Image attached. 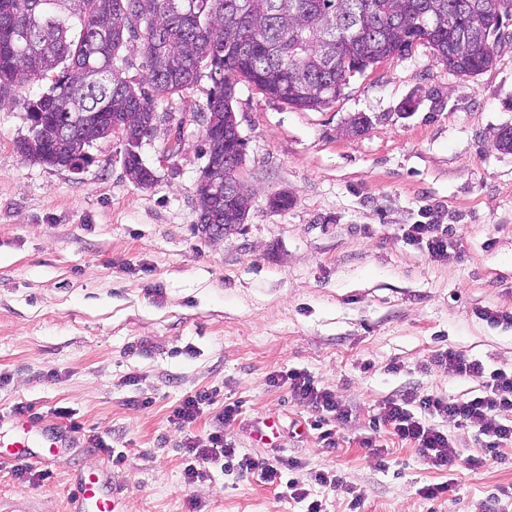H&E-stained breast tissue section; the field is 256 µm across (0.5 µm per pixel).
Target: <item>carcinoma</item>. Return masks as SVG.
<instances>
[{"mask_svg": "<svg viewBox=\"0 0 512 512\" xmlns=\"http://www.w3.org/2000/svg\"><path fill=\"white\" fill-rule=\"evenodd\" d=\"M186 13L179 0H0V99L48 80V90L25 100L29 138L16 142L24 160L58 168L86 159L90 144L120 131L131 181L149 187L152 169L140 156L156 103L207 76L208 163L198 199L199 222L227 227L245 222L252 194L238 181L244 142L232 109L245 82L297 110L326 106L360 60L403 57L417 45L461 76L491 67L502 47L501 20L512 0H491L488 44L471 51L458 32L477 0H204ZM38 43L24 49L16 31ZM349 61L342 71L322 64L327 31ZM142 59L149 89L123 77ZM238 193L224 202V184Z\"/></svg>", "mask_w": 512, "mask_h": 512, "instance_id": "1", "label": "carcinoma"}]
</instances>
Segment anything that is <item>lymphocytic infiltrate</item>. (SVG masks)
<instances>
[{"label": "lymphocytic infiltrate", "mask_w": 512, "mask_h": 512, "mask_svg": "<svg viewBox=\"0 0 512 512\" xmlns=\"http://www.w3.org/2000/svg\"><path fill=\"white\" fill-rule=\"evenodd\" d=\"M436 363L460 378L479 382L482 386L480 393L459 399L435 394L392 396L384 401L379 422L390 426L400 440L414 444L423 457L438 468L452 464L457 456L448 433L449 425H464L489 438L511 439L512 424L496 422L495 417L503 411L512 412V372L488 368L481 361L452 349L440 353ZM270 381L276 386H287L295 400L321 417L341 424L349 418L348 408L337 399L335 393L321 387L305 370L291 369L284 374L275 373ZM239 413V403L225 404L217 415L220 427L209 435L208 447L201 448L193 440H186L185 447L190 457L185 468L186 477L191 479L197 476L199 463L221 456L236 461L240 473L255 476L261 483L275 489H289L295 502H306V512H324L321 501L307 500L305 492L297 489L295 482L285 480V469L295 468V461H287L279 456L241 457L235 448L225 444L223 427L234 422Z\"/></svg>", "instance_id": "f902f5d3"}]
</instances>
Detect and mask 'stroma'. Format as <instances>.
Segmentation results:
<instances>
[{
  "instance_id": "stroma-1",
  "label": "stroma",
  "mask_w": 512,
  "mask_h": 512,
  "mask_svg": "<svg viewBox=\"0 0 512 512\" xmlns=\"http://www.w3.org/2000/svg\"><path fill=\"white\" fill-rule=\"evenodd\" d=\"M492 67L473 77L429 47L368 68L336 100L296 110L248 84L233 101L253 192L244 224L224 239L197 228L196 184L207 163L203 117L212 82L157 104L140 155L156 180L135 185L123 145L94 143L79 173L25 161L15 148L35 84L0 101V500L69 512L78 476L106 472L120 512H303L223 459L187 480L185 440L208 447L221 402L241 405L224 441L252 456L297 459L290 479L325 512H512V448L473 469L486 437L449 427L445 468L376 418L403 393L458 398L476 382L437 366L454 349L512 371V19ZM284 194L288 206L272 208ZM448 226L444 259L403 234L428 217ZM309 372L351 407L321 441L316 413L271 374ZM219 393L187 429L171 420L186 395ZM43 433L73 438L17 477L8 444L18 404ZM98 437L121 461L89 448ZM383 448L384 457L373 454ZM338 473L343 486L316 484ZM447 492L423 498V487Z\"/></svg>"
}]
</instances>
